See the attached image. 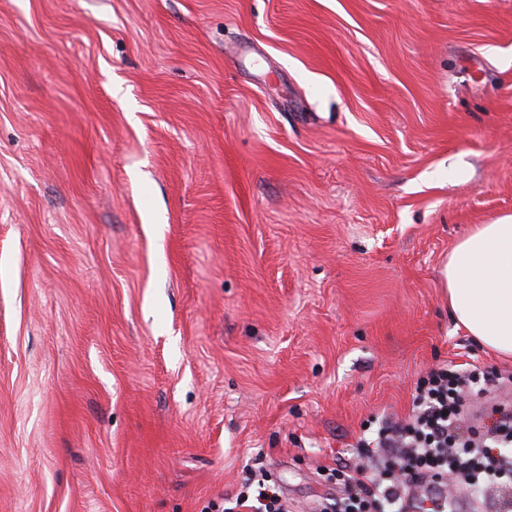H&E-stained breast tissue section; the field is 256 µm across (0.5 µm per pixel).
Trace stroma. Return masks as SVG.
Here are the masks:
<instances>
[{
    "label": "stroma",
    "instance_id": "1",
    "mask_svg": "<svg viewBox=\"0 0 512 512\" xmlns=\"http://www.w3.org/2000/svg\"><path fill=\"white\" fill-rule=\"evenodd\" d=\"M511 214L512 0H0V512H314ZM269 481L267 473L259 468L252 472L237 494L220 503L209 502L205 509L211 512H240V508L249 512H291L288 498L279 485ZM226 504L231 506L226 507Z\"/></svg>",
    "mask_w": 512,
    "mask_h": 512
}]
</instances>
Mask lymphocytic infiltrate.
Segmentation results:
<instances>
[{
    "label": "lymphocytic infiltrate",
    "mask_w": 512,
    "mask_h": 512,
    "mask_svg": "<svg viewBox=\"0 0 512 512\" xmlns=\"http://www.w3.org/2000/svg\"><path fill=\"white\" fill-rule=\"evenodd\" d=\"M474 365H443L418 381L408 421L382 425L363 450L378 448L368 467L349 477L344 496L324 498L319 512H411V489L422 490L428 512H458L456 482L479 489L473 512H512V411L499 409L490 424H465L466 400L488 383ZM208 512H291L279 485L264 470L252 472L239 492L212 502Z\"/></svg>",
    "instance_id": "1"
}]
</instances>
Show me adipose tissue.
Listing matches in <instances>:
<instances>
[{
  "label": "adipose tissue",
  "mask_w": 512,
  "mask_h": 512,
  "mask_svg": "<svg viewBox=\"0 0 512 512\" xmlns=\"http://www.w3.org/2000/svg\"><path fill=\"white\" fill-rule=\"evenodd\" d=\"M453 319L495 354L512 357V215L477 225L441 270Z\"/></svg>",
  "instance_id": "ef3b65f1"
}]
</instances>
